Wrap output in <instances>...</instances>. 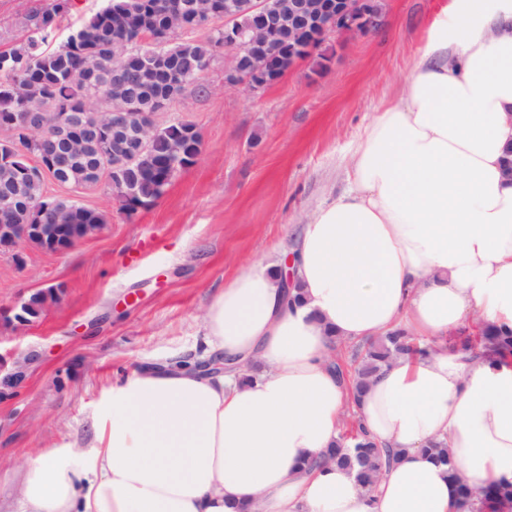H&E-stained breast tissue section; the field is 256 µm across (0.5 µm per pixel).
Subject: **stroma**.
<instances>
[{"label":"stroma","mask_w":512,"mask_h":512,"mask_svg":"<svg viewBox=\"0 0 512 512\" xmlns=\"http://www.w3.org/2000/svg\"><path fill=\"white\" fill-rule=\"evenodd\" d=\"M49 0H0V51ZM381 23L327 42L253 96L224 87V54L163 122L186 120L202 136L196 163L152 206L122 209L108 179L75 188L46 180L48 195L99 210L100 233L62 252L33 246L22 260L0 251V354L42 352L28 383L0 401V512H17L38 456L83 448L105 391L148 364L193 361L205 348L212 296L251 263L275 260L291 225L346 185L352 142L407 86L431 24L450 0H376ZM57 289L56 304L25 329L5 322L30 294Z\"/></svg>","instance_id":"35a3bbf8"}]
</instances>
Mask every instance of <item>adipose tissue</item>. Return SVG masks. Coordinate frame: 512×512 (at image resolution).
<instances>
[{
  "instance_id": "ef3b65f1",
  "label": "adipose tissue",
  "mask_w": 512,
  "mask_h": 512,
  "mask_svg": "<svg viewBox=\"0 0 512 512\" xmlns=\"http://www.w3.org/2000/svg\"><path fill=\"white\" fill-rule=\"evenodd\" d=\"M510 150L512 0H451L356 141L346 189L295 233L293 289L258 261L207 306L228 371L112 386L88 450L43 453L20 512H457L458 482L512 483V360L448 347L454 330L512 328ZM398 326L437 353L393 359L352 399L337 341ZM349 410L399 452L369 491L319 462Z\"/></svg>"
}]
</instances>
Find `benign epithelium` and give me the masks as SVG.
<instances>
[{"label": "benign epithelium", "instance_id": "obj_1", "mask_svg": "<svg viewBox=\"0 0 512 512\" xmlns=\"http://www.w3.org/2000/svg\"><path fill=\"white\" fill-rule=\"evenodd\" d=\"M218 0H195L190 18L200 20L206 14L207 21L201 28L216 21ZM251 14L254 21L247 27L234 22L236 16ZM224 28L220 32L224 46V87L241 88L251 95H259L277 82L298 62L318 51L322 41L332 36L356 38L379 26L380 12L375 0H224ZM187 30L184 15L177 13L175 22L149 33L127 36L121 57L129 54L145 70H150L162 60L161 50L174 38ZM212 59L198 64V79L184 81L176 78L170 82L171 94L181 100L191 89L202 87L199 77L209 69ZM165 101L155 100L156 111L147 113L149 123L139 125L137 138L125 153H116L112 161V188L118 201L130 211L143 208L137 200L129 180V171L148 147L157 127L156 118L164 110ZM138 119L132 112L112 113V123H97L95 130L104 140L125 123ZM10 124L19 125L21 131L34 143L42 141L43 130L37 119L26 112H14ZM52 139L62 145V150L39 160V168L56 170L64 166L66 159L76 152L84 137L76 126L59 125ZM31 219L48 217L56 228L68 227L69 218L57 207L52 196L46 194L33 207H26ZM100 225H88L52 250L61 252L98 233ZM28 224H4L0 226L3 242L1 251H12L23 260L21 248L31 244ZM39 354L31 350L11 361V368L4 370L6 359L0 356V400L12 398L25 382L31 364Z\"/></svg>", "mask_w": 512, "mask_h": 512}]
</instances>
